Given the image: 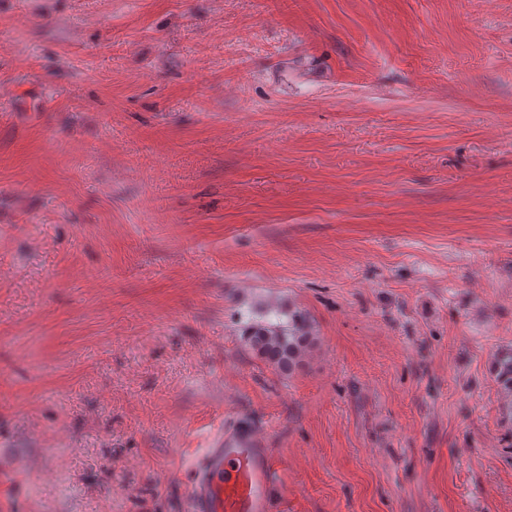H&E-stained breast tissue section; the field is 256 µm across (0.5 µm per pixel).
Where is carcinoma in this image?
Listing matches in <instances>:
<instances>
[{
    "label": "carcinoma",
    "instance_id": "carcinoma-1",
    "mask_svg": "<svg viewBox=\"0 0 512 512\" xmlns=\"http://www.w3.org/2000/svg\"><path fill=\"white\" fill-rule=\"evenodd\" d=\"M245 339L276 371L290 374L299 367L315 337L303 312L268 309L263 320L248 327Z\"/></svg>",
    "mask_w": 512,
    "mask_h": 512
}]
</instances>
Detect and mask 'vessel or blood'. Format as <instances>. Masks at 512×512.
Instances as JSON below:
<instances>
[{
	"label": "vessel or blood",
	"instance_id": "obj_1",
	"mask_svg": "<svg viewBox=\"0 0 512 512\" xmlns=\"http://www.w3.org/2000/svg\"><path fill=\"white\" fill-rule=\"evenodd\" d=\"M273 470L272 458L257 438L226 431L196 463L192 512H266Z\"/></svg>",
	"mask_w": 512,
	"mask_h": 512
}]
</instances>
